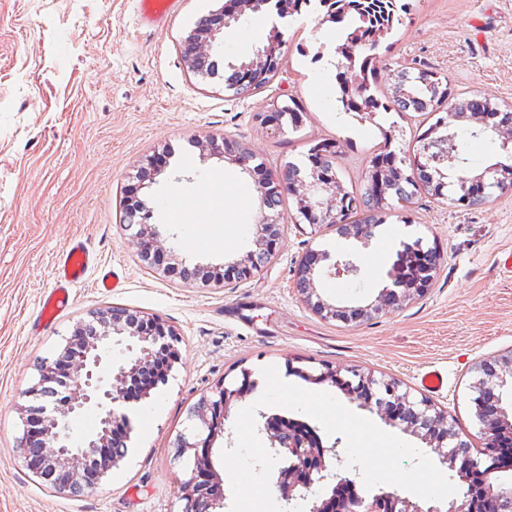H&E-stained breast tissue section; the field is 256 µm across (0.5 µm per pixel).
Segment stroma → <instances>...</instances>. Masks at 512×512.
Segmentation results:
<instances>
[{"instance_id": "stroma-1", "label": "stroma", "mask_w": 512, "mask_h": 512, "mask_svg": "<svg viewBox=\"0 0 512 512\" xmlns=\"http://www.w3.org/2000/svg\"><path fill=\"white\" fill-rule=\"evenodd\" d=\"M409 6L377 70L389 91L396 69H430L455 91L512 105V0H397ZM222 0H178L174 12L143 24L137 0H0V512H180L179 482L185 458L176 441L192 425L190 407L219 381L239 384L242 369L254 386L233 401V415L261 396L264 367L303 389L339 396L336 386L313 385L290 374L356 369L394 378L417 398L453 415L471 441L479 439L473 415V362L512 349V192H493L484 205L463 208L428 194L416 195L407 221L390 216L374 240L380 249L422 239L441 259L427 292L397 310L359 326L313 314L296 287V268L309 251L339 256L332 225L296 223L291 198L277 212L282 238L276 256L247 280L183 281L181 265L220 266L255 250L257 199L222 204L224 225L173 224L176 199L220 185L233 190L252 180L230 159L209 154V139L251 146L255 160L273 169L304 165L313 139L346 141L339 167L360 184L372 150L390 130L393 149H416L418 114L378 113L374 120L345 112L336 99L338 26L318 16H297L279 29L285 65L253 94L225 90L223 75L190 72L180 44L199 18ZM268 20L251 19L246 35L225 29L220 59L237 64L267 44ZM302 102L299 131L261 125L256 113ZM168 167L153 183L138 174L158 152ZM191 156L183 165L182 156ZM139 187L156 230L170 252L171 273L145 268L124 223L123 195ZM82 242L97 260L72 289L71 304L54 323L41 322L40 302L51 288L57 257ZM361 269L358 287L344 278H321L329 302L364 305L389 285V264ZM115 270L121 288L104 291L102 268ZM250 303L251 318H225L227 308ZM112 306L160 316L181 336L182 360L152 389L131 420L127 452L92 490H50L26 466L25 392L38 380L36 365L54 359L76 324ZM439 370L442 391L430 392L418 376ZM225 422L213 446L215 469L235 443Z\"/></svg>"}]
</instances>
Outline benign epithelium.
Listing matches in <instances>:
<instances>
[{
  "label": "benign epithelium",
  "mask_w": 512,
  "mask_h": 512,
  "mask_svg": "<svg viewBox=\"0 0 512 512\" xmlns=\"http://www.w3.org/2000/svg\"><path fill=\"white\" fill-rule=\"evenodd\" d=\"M269 0H226L220 9L204 16L185 37L189 47L184 56L186 67L195 74H218L216 40L224 29L262 13ZM283 40L277 39L249 61L236 65L244 81L256 85L264 77H274L280 66ZM448 141V124L441 122L440 135L424 146V153L412 160L411 172L419 174L425 162L437 161L432 152ZM213 155L233 157L235 164L253 180V188L260 203V216L253 225L255 243L270 259L277 253L281 238L279 216L268 215L265 210L273 207L275 194L290 196L298 217L305 224H332L344 211L345 200L336 188V178L316 168L310 169L298 184H288L287 170L253 169L249 166L252 152L229 140L208 143ZM470 192L484 194L495 188L501 192L512 190V177L502 172L501 166L488 167L470 178ZM130 243L136 248L147 267L159 269L158 257L165 252L159 234L150 224L140 225ZM257 261L250 252L240 259L224 263V270L241 280L250 278ZM403 266L391 269V284L385 286L374 301L366 305L348 306L323 299L315 287V280L322 276L349 277L359 272L350 259L330 261L326 252H314L300 263L297 277L302 296L310 309L323 319H340L348 324H358L383 314L402 303L420 296L429 288L435 268L427 267L408 280L402 275ZM96 319V329L86 334L84 325L78 324L67 339L59 356L45 361L39 368V379L28 395L38 394L40 387L62 383L67 398L57 403L38 420L26 419L24 443L25 462L30 471L40 476L60 470V478L52 482L57 491L77 492L99 484L115 466L117 458L109 448L112 439L129 432V418L122 407L130 402L127 393L131 386L141 383L144 394L154 388V381L170 372L181 360L180 335L159 316H142L132 320L126 313L102 311L91 314ZM123 346L124 357L115 362L112 348ZM472 388L476 393V417L480 424V460L471 454V442L462 439L455 419L448 411L431 401L420 400L401 389L395 379L377 378L372 373L350 371L344 377L326 368L317 374L306 373L308 379L319 383L329 382L338 387L348 398L359 400L362 406L376 400L380 415L386 422L399 426L416 435L439 463L458 479L459 490L451 500H412L397 489H380L367 498L358 493V469L345 467V459L337 446H323L293 431L263 424L272 449L277 455L294 460L291 467L278 472L275 490L283 507L290 510L302 508L303 512H484L483 502L474 496L475 488L483 489L491 498L492 512H512V482H502L498 473L512 469V451L501 443L505 431L512 432V406L503 403V394L512 390V349L491 359L473 363ZM247 386L230 389L220 381L199 399L205 408L197 417L190 435L179 438L183 450L193 451V458L180 481L183 512H215L225 506L227 499L223 481L218 477L212 461L216 439L224 433V422L231 403L241 397ZM94 410L98 425L89 435L76 438L70 424L81 413Z\"/></svg>",
  "instance_id": "benign-epithelium-1"
}]
</instances>
